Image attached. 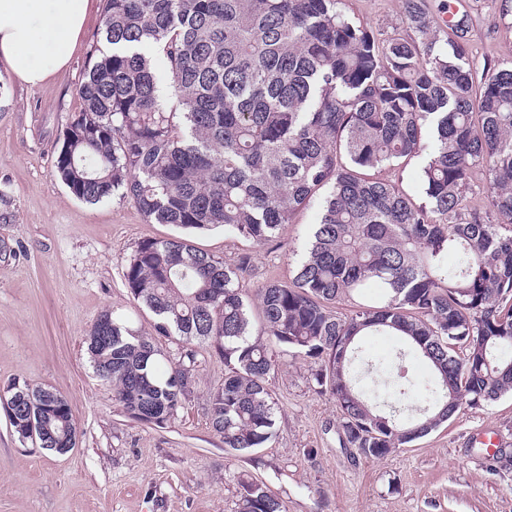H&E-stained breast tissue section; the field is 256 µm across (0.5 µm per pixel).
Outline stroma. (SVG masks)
I'll return each instance as SVG.
<instances>
[{
    "label": "stroma",
    "mask_w": 512,
    "mask_h": 512,
    "mask_svg": "<svg viewBox=\"0 0 512 512\" xmlns=\"http://www.w3.org/2000/svg\"><path fill=\"white\" fill-rule=\"evenodd\" d=\"M103 0L67 66L31 87L0 61V396L16 385L50 389L70 404L77 445L58 454L19 439L0 408V512H235L247 474L286 512H512V396L458 412L429 435L381 459L345 447L340 410L319 392L313 360L277 351L270 388L274 437L250 452L226 449L208 420L224 359L193 344L189 397L165 425L128 416L90 362L87 338L104 311L128 319L172 359L184 345L156 333V316L131 297L125 266L138 244L177 235L147 222L129 200L88 204L55 174L54 159L97 40ZM440 29L464 44L475 76L512 59V0H424ZM378 40L409 37L403 0H343ZM320 212L319 199L264 245L223 229L193 235L226 263L250 260L246 293L288 281ZM496 456H488L486 438Z\"/></svg>",
    "instance_id": "obj_1"
}]
</instances>
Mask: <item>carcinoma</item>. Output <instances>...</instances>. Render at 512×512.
<instances>
[{
    "label": "carcinoma",
    "mask_w": 512,
    "mask_h": 512,
    "mask_svg": "<svg viewBox=\"0 0 512 512\" xmlns=\"http://www.w3.org/2000/svg\"><path fill=\"white\" fill-rule=\"evenodd\" d=\"M342 0H104L100 36L64 128L55 172L77 199L132 201L147 221L183 235L140 242L125 266L132 297L156 332L207 343L224 357L208 402L224 447H264L276 429L272 347L319 361L313 379L335 399L347 444L383 458L439 428L467 403L512 393V60L475 82L460 43L441 42L404 0L411 39L379 42ZM166 59L171 105L151 63ZM424 155L422 201L403 188ZM387 168L393 177L374 178ZM486 210L466 203L474 174ZM324 193L291 283L255 290L262 333L251 334L241 280L249 269L190 239L218 227L261 245ZM456 263L448 266V254ZM349 304L339 316L330 305ZM88 349L134 419L156 426L186 397L194 355L172 361L107 311ZM400 337L430 370L414 408L377 402L356 360L366 336ZM406 396L416 386L396 355ZM57 403L52 417L46 400ZM13 431L40 447L75 430L68 401L13 387ZM236 512H286L268 487L239 482Z\"/></svg>",
    "instance_id": "obj_1"
}]
</instances>
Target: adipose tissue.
Listing matches in <instances>:
<instances>
[{"instance_id": "ef3b65f1", "label": "adipose tissue", "mask_w": 512, "mask_h": 512, "mask_svg": "<svg viewBox=\"0 0 512 512\" xmlns=\"http://www.w3.org/2000/svg\"><path fill=\"white\" fill-rule=\"evenodd\" d=\"M90 0H0V58L10 74L36 86L66 66Z\"/></svg>"}]
</instances>
